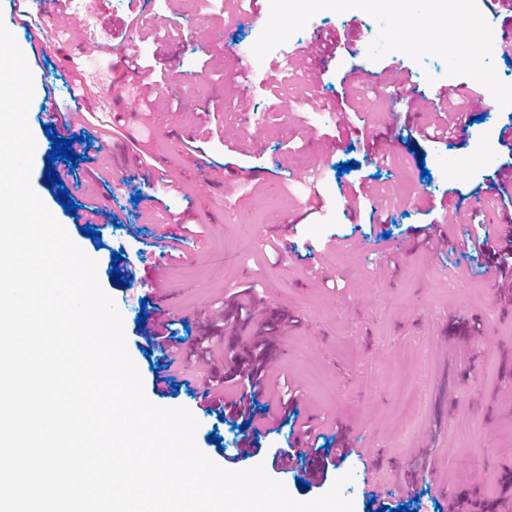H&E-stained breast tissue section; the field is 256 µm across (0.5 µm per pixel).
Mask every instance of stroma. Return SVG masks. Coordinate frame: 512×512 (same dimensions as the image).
Returning <instances> with one entry per match:
<instances>
[{
  "mask_svg": "<svg viewBox=\"0 0 512 512\" xmlns=\"http://www.w3.org/2000/svg\"><path fill=\"white\" fill-rule=\"evenodd\" d=\"M255 2L249 18L238 0H76L109 47L92 63L77 53L75 34L56 28L49 0L41 23L53 30L50 45L32 52L23 29L12 27L33 78V189L96 261L148 399L187 408L198 422L196 444L213 462L263 466L300 502L342 481L353 512H368L370 484L394 510L437 512L464 496L476 512H512V492L500 484L512 471V374L504 368L512 362V306L499 301L512 276L496 271L491 252L460 246L476 231L473 213L495 220L498 232L512 229V212L490 192L512 163V145L501 140L512 106L491 104L483 121L454 139L423 137L428 113L406 111L401 96L430 98L458 77L434 55L416 61L392 51L370 60L378 24L357 9L316 13L256 62L252 86L241 93L225 76L226 62L252 48L268 21L269 0ZM131 15L137 25L122 28ZM354 25L360 54L338 50L316 82L289 63L315 32ZM127 55L146 76L137 91L126 81ZM397 64L409 71L398 93L348 80L359 66ZM79 81L91 88L84 122L108 174L98 182L91 161L78 163L70 198L79 205L93 196L106 209L95 239L65 212L45 171L52 144L43 131V86L53 84L66 110ZM345 93L367 113L362 137L337 117ZM254 131L257 143L241 146V135ZM474 156L480 162L466 176L453 174L456 160ZM346 162L350 171L338 173ZM368 185L376 198L349 208L343 190ZM449 197L463 212L460 223L442 221L439 204ZM186 227L195 239L164 259L172 294L162 314L178 329L176 374L191 384L161 393L153 376L167 356L148 352L136 317L162 237ZM119 250L130 260L121 285L109 276ZM204 337L212 347L207 364L190 355ZM258 345L267 360L252 397L265 420L244 441L235 419L207 413L199 396L211 369H234ZM286 384L298 400L285 412ZM306 422L323 442L353 454L303 488L309 458L294 442ZM243 444L251 455L235 458ZM290 447L292 466L277 468L276 452Z\"/></svg>",
  "mask_w": 512,
  "mask_h": 512,
  "instance_id": "stroma-1",
  "label": "stroma"
}]
</instances>
